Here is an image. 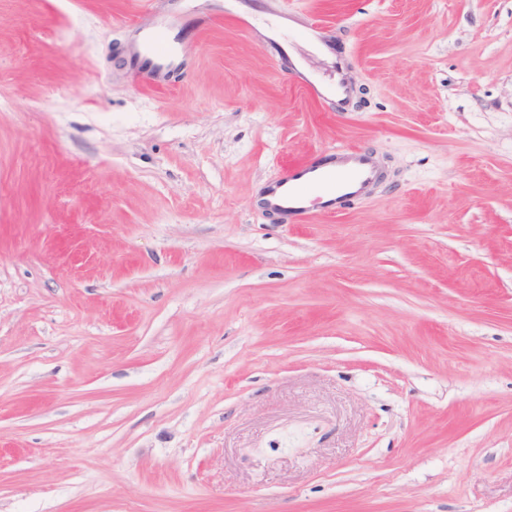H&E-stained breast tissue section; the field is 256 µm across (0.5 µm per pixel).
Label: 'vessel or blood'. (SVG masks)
I'll use <instances>...</instances> for the list:
<instances>
[{"label":"vessel or blood","instance_id":"1","mask_svg":"<svg viewBox=\"0 0 512 512\" xmlns=\"http://www.w3.org/2000/svg\"><path fill=\"white\" fill-rule=\"evenodd\" d=\"M132 64L134 72L152 86L170 83L184 68L181 52L168 41L162 24L157 21L144 29ZM301 86L320 105L342 111L348 95L345 82L305 80ZM381 178L379 163L371 153L341 146L324 162L291 163L281 177L259 189L254 204L285 219L303 220L316 212L335 214L348 199L369 195Z\"/></svg>","mask_w":512,"mask_h":512}]
</instances>
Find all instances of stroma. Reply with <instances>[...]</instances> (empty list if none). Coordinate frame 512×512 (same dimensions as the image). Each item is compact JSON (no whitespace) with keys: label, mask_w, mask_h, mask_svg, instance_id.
Instances as JSON below:
<instances>
[{"label":"stroma","mask_w":512,"mask_h":512,"mask_svg":"<svg viewBox=\"0 0 512 512\" xmlns=\"http://www.w3.org/2000/svg\"><path fill=\"white\" fill-rule=\"evenodd\" d=\"M287 4L158 0L152 88L142 0H0V512H512V0ZM132 65L146 84L161 86L183 73L184 60L178 48L168 41L162 23L154 20L143 30ZM301 86L304 93L318 101L320 105L336 112H343L345 100L348 95V86L341 79L336 84L313 82L310 80H301ZM376 158L356 147H337L323 163L297 161L281 177L265 183L254 205L288 220L339 213L351 198L368 196L381 181Z\"/></svg>","instance_id":"1"}]
</instances>
